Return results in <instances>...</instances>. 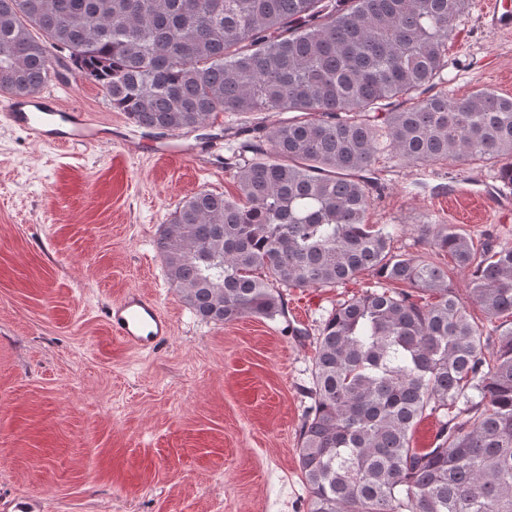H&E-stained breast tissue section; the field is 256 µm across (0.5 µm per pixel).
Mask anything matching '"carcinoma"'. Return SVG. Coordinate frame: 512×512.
<instances>
[{"mask_svg":"<svg viewBox=\"0 0 512 512\" xmlns=\"http://www.w3.org/2000/svg\"><path fill=\"white\" fill-rule=\"evenodd\" d=\"M470 5L0 0V93L33 94L61 65L161 136L221 112L296 113L228 147L236 194L197 192L160 231L167 280L197 317L284 318L283 289L364 271L409 285L354 295L320 321L298 439L307 512H512V245L421 224L430 253L416 258L366 223L384 153L503 160L512 185V97L428 94L448 82V40ZM445 254L471 272L465 299ZM427 416L434 442L416 448Z\"/></svg>","mask_w":512,"mask_h":512,"instance_id":"cac0c4a2","label":"carcinoma"}]
</instances>
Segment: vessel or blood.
<instances>
[{"label":"vessel or blood","mask_w":512,"mask_h":512,"mask_svg":"<svg viewBox=\"0 0 512 512\" xmlns=\"http://www.w3.org/2000/svg\"><path fill=\"white\" fill-rule=\"evenodd\" d=\"M482 18L489 30H511L512 0H485ZM6 102L0 119L39 139L61 146H90L105 137L85 111L64 106L55 87L28 97L10 96ZM108 322L119 339L140 349L154 347L170 333V321L156 301L137 290L128 291L112 304Z\"/></svg>","instance_id":"obj_1"}]
</instances>
